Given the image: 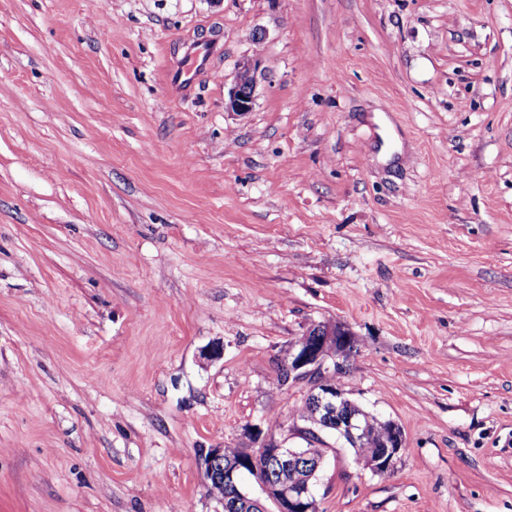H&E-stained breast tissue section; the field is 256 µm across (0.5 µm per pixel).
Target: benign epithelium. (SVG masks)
I'll return each mask as SVG.
<instances>
[{
	"mask_svg": "<svg viewBox=\"0 0 512 512\" xmlns=\"http://www.w3.org/2000/svg\"><path fill=\"white\" fill-rule=\"evenodd\" d=\"M259 60L243 62L235 75L225 108L230 112L251 111L257 90ZM356 343L350 331L341 325H329L311 336L301 337L288 351L285 361L288 378L314 377L310 392L316 411L321 413L329 429L358 445L365 432L362 411L334 381L333 375L346 370L355 353ZM391 441L374 458H361L364 468L375 474L391 472L405 448L404 434L395 421H390ZM259 448L244 452L236 460L221 464L224 449L211 448L202 458L205 473L224 483L228 491L225 507L229 512H269L264 501H270L274 512H318L317 475L325 455L310 456L294 448H285L270 435L256 431ZM303 475L298 477L296 472ZM252 476L260 485L265 499L251 496L242 485L244 475Z\"/></svg>",
	"mask_w": 512,
	"mask_h": 512,
	"instance_id": "7a95c632",
	"label": "benign epithelium"
}]
</instances>
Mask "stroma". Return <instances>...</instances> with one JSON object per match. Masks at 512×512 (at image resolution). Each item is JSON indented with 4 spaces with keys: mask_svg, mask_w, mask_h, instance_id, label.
Instances as JSON below:
<instances>
[{
    "mask_svg": "<svg viewBox=\"0 0 512 512\" xmlns=\"http://www.w3.org/2000/svg\"><path fill=\"white\" fill-rule=\"evenodd\" d=\"M322 322L406 445L319 430V512H512V0H0V512H224ZM220 54L216 45L198 44L193 46L188 55L184 68L173 72V80L186 82L192 80L198 73L209 71L212 68L214 59ZM183 78V79H182ZM259 60L257 58L243 62L235 75L234 83L228 93L225 108L229 112L247 113L252 109L257 90V74Z\"/></svg>",
    "mask_w": 512,
    "mask_h": 512,
    "instance_id": "stroma-1",
    "label": "stroma"
}]
</instances>
